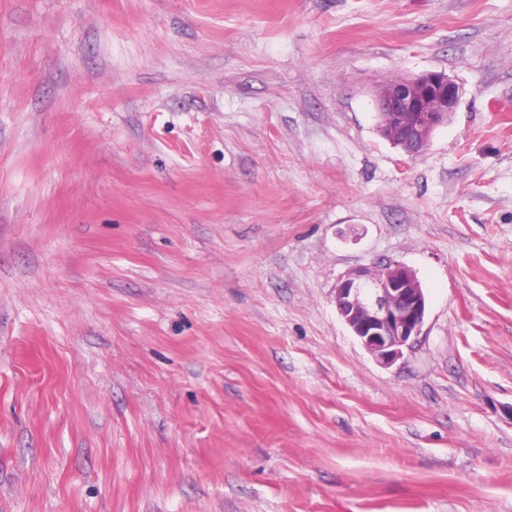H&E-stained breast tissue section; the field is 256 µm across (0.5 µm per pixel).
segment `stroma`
Segmentation results:
<instances>
[{"instance_id":"1","label":"stroma","mask_w":512,"mask_h":512,"mask_svg":"<svg viewBox=\"0 0 512 512\" xmlns=\"http://www.w3.org/2000/svg\"><path fill=\"white\" fill-rule=\"evenodd\" d=\"M0 512H512V0H0ZM459 100V87L443 71L392 80L374 96L385 135L408 156L427 148L433 133L456 112ZM334 293L343 322L379 364L393 365L417 344L427 299L411 269L394 262L358 267Z\"/></svg>"}]
</instances>
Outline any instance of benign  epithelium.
Listing matches in <instances>:
<instances>
[{
    "mask_svg": "<svg viewBox=\"0 0 512 512\" xmlns=\"http://www.w3.org/2000/svg\"><path fill=\"white\" fill-rule=\"evenodd\" d=\"M460 89L443 71H428L381 85L374 96L384 133L405 153H421L433 133L456 112ZM336 310L372 357L391 366L422 334L427 299L416 274L389 262L358 267L335 288Z\"/></svg>",
    "mask_w": 512,
    "mask_h": 512,
    "instance_id": "benign-epithelium-1",
    "label": "benign epithelium"
}]
</instances>
